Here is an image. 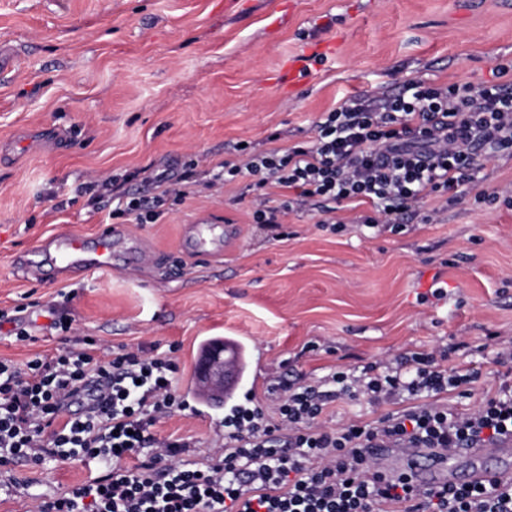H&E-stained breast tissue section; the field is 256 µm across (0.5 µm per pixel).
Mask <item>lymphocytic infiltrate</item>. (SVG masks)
Segmentation results:
<instances>
[{"label":"lymphocytic infiltrate","instance_id":"f902f5d3","mask_svg":"<svg viewBox=\"0 0 512 512\" xmlns=\"http://www.w3.org/2000/svg\"><path fill=\"white\" fill-rule=\"evenodd\" d=\"M489 81L438 84L410 79L392 94L343 100L313 123L309 144L243 151L216 178L248 180L254 223L278 226L281 215L320 207L335 223L337 204H367L364 224H423L439 208L427 198L496 204L512 196L474 191L485 160L512 155V61L497 63ZM283 189L272 199L269 188ZM179 184L153 199L121 195L115 216L155 222L165 198L183 199ZM448 349L412 353L409 370L371 364L334 372L325 386L280 383L277 418L261 405L236 406L224 418L231 446L200 469L183 459V440L158 439L152 426L183 408L177 367L168 358L130 350L110 360L92 346L69 345L25 364L0 360V465L81 458L97 475L68 494L34 501L32 512H512V484L423 488L388 478L372 450L390 442L425 448H470L512 434V388L457 414L421 403L383 415L376 424L332 428L320 416L328 402L368 398L391 404L404 396L456 390L477 372L447 366ZM97 382L91 412L72 398ZM153 449L134 467L126 457Z\"/></svg>","mask_w":512,"mask_h":512}]
</instances>
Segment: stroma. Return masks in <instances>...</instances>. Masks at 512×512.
Masks as SVG:
<instances>
[{
	"label": "stroma",
	"instance_id": "stroma-1",
	"mask_svg": "<svg viewBox=\"0 0 512 512\" xmlns=\"http://www.w3.org/2000/svg\"><path fill=\"white\" fill-rule=\"evenodd\" d=\"M322 41L335 55L315 61ZM0 359L24 363L64 342L95 340L167 356L184 388L206 336L240 337L260 363L238 389L273 412L272 388L312 383L435 345L452 367L480 372L468 390L432 395L463 414L502 385L512 364L493 360L491 339L512 336V207L449 205L439 222L320 225L312 209L281 227L253 223L243 183H214L238 142L258 151L309 140L320 112L410 78L439 83L492 77L512 58V0H0ZM305 60L291 89L283 60ZM279 140H271V133ZM194 169L183 200H166L152 224L113 217L109 196L87 184L156 195L148 174ZM224 227L222 251L200 257L180 241L192 224ZM124 229L156 260L133 270L63 276L24 270L27 249L61 231ZM25 308L31 341L11 318ZM73 321L67 338L48 308ZM386 406L359 398L327 405L338 427L373 423ZM228 408L174 411L153 428L188 444L206 466L224 444ZM80 460L0 466V512H30L38 496L88 482Z\"/></svg>",
	"mask_w": 512,
	"mask_h": 512
}]
</instances>
